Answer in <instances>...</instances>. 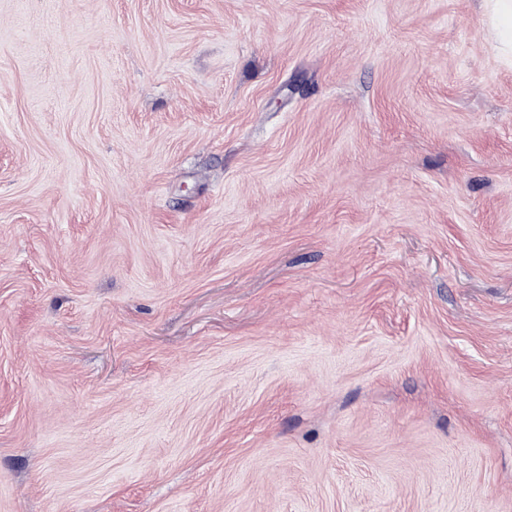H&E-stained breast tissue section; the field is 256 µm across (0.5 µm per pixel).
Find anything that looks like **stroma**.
<instances>
[{
    "mask_svg": "<svg viewBox=\"0 0 512 512\" xmlns=\"http://www.w3.org/2000/svg\"><path fill=\"white\" fill-rule=\"evenodd\" d=\"M0 512H512L479 0H0Z\"/></svg>",
    "mask_w": 512,
    "mask_h": 512,
    "instance_id": "35a3bbf8",
    "label": "stroma"
}]
</instances>
